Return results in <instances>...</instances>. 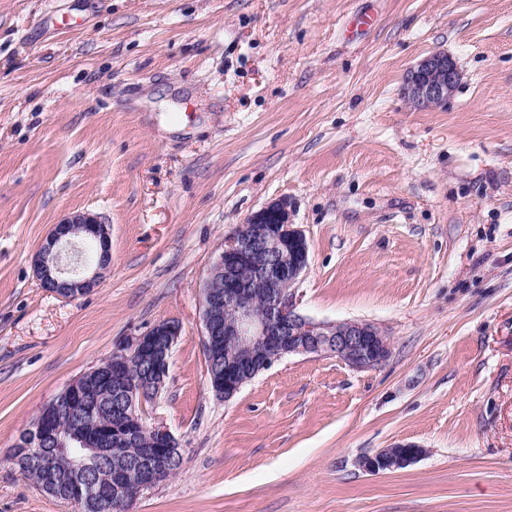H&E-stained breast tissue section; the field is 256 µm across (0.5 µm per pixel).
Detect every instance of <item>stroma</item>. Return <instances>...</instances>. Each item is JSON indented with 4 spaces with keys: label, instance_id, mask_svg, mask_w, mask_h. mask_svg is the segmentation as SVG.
<instances>
[{
    "label": "stroma",
    "instance_id": "stroma-1",
    "mask_svg": "<svg viewBox=\"0 0 512 512\" xmlns=\"http://www.w3.org/2000/svg\"><path fill=\"white\" fill-rule=\"evenodd\" d=\"M447 52L446 106L408 71ZM288 198L292 294L391 347L356 371L293 355L214 396L201 289L225 235ZM105 222L111 263L65 299L33 257ZM174 320L148 409L180 469L133 512H512V0H0V512H79L13 463L42 406ZM426 453L376 474L363 456ZM459 73L445 52H432L411 68L405 78V95L419 110L435 109L448 103Z\"/></svg>",
    "mask_w": 512,
    "mask_h": 512
}]
</instances>
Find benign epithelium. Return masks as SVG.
I'll use <instances>...</instances> for the list:
<instances>
[{
    "label": "benign epithelium",
    "instance_id": "1",
    "mask_svg": "<svg viewBox=\"0 0 512 512\" xmlns=\"http://www.w3.org/2000/svg\"><path fill=\"white\" fill-rule=\"evenodd\" d=\"M459 73L445 52H432L411 68L405 78V95L419 110L448 103ZM81 238L105 269L111 261V244L100 217L75 212L54 225L34 256V268L46 291L75 298L92 290L98 276L62 275L61 247ZM309 246L304 231L292 222L286 198L266 203L224 236V242L205 280L202 292V338L208 384L228 400L257 373L289 355L333 356L354 370H371L386 361L390 342L374 324L361 320L317 321L300 314L291 288L308 267ZM182 328L162 321L149 331L132 336L112 352V358L83 373L52 398L24 431L14 459L26 458L45 477L43 488L81 509L95 505L101 512H124L140 491L170 478L182 449L172 432L159 423L147 424L138 406L144 393L160 394L169 375L173 348ZM224 348V361L217 349ZM134 361L149 368L132 378ZM111 391L110 423L95 431L65 433L56 416L66 414L82 422L99 414L94 388ZM150 443L125 460V449L138 444L143 432ZM402 453L367 455L361 468L369 473L401 469L425 453L414 443H398ZM68 462L67 483L57 480L60 459Z\"/></svg>",
    "mask_w": 512,
    "mask_h": 512
}]
</instances>
